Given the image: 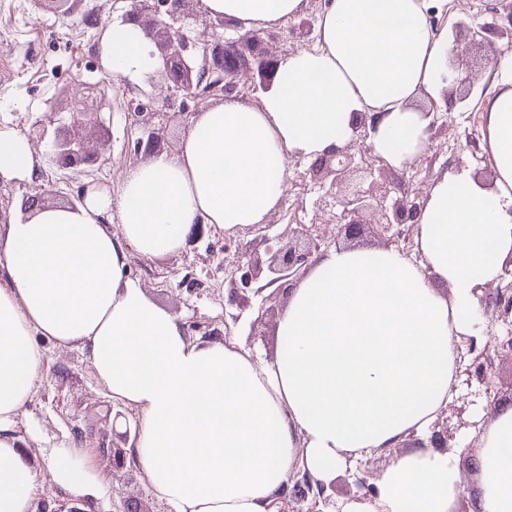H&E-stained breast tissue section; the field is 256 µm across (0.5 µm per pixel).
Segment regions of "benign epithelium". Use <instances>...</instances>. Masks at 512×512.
Segmentation results:
<instances>
[{"instance_id": "1", "label": "benign epithelium", "mask_w": 512, "mask_h": 512, "mask_svg": "<svg viewBox=\"0 0 512 512\" xmlns=\"http://www.w3.org/2000/svg\"><path fill=\"white\" fill-rule=\"evenodd\" d=\"M190 15L201 19L208 26L217 24V20L203 8L202 0H130L127 20L138 23L146 33L153 32L159 37V53L152 52L150 56L157 60L158 69L170 75L172 79V84L166 88L167 94L161 109L153 108L150 101L128 102V108L136 117L150 115V118L143 122L142 136L136 139L137 152L153 154L163 149L162 128L150 127V119L162 118L169 110L176 109L180 113H186L189 111V101L198 102L208 94L218 92L221 96L228 97L236 92L235 78L239 60L225 49L224 45L207 44L199 57L185 55L187 41L180 23ZM277 71L278 60L261 55L257 74L262 87L265 88L273 82ZM97 108V96L87 94L74 102L73 122H82L84 117L95 113ZM373 132L375 125L366 123L364 118L361 119L355 126L353 139L346 146L319 158L310 167L312 178L326 188L325 195L328 197L335 195V190L341 187L353 172L360 171L364 177L371 178L368 187L356 186L341 201L344 213L350 215L351 220L339 225V233L350 241L358 238L366 226L376 227L377 233L381 234L395 225L416 224L417 217L427 202V199L418 195L388 198L383 171H373L374 163L365 159V155L371 153V147L366 139ZM354 146L359 148L357 155L351 152ZM47 155L50 161L62 168L90 165L98 159V153L92 151L84 140L67 133L55 136L48 144ZM293 234L303 240V246L276 250L269 248L268 258L264 262L246 251L243 252L242 257L246 258L247 262L238 267L241 271L240 277H230L231 289H249L265 273L268 281L256 288V292L260 293L274 285L279 290L291 291L311 267L313 257L321 255L322 248L329 247L323 236L313 232L311 228L299 227L293 230ZM482 301L494 307V312L501 321L507 323L512 320V294L509 293V286L499 285L488 290ZM467 343V354L471 355L472 359L470 364L465 366L464 374L468 379H474L484 386L486 397L491 398L489 371L492 366L487 364L486 359L492 354L497 357L502 354L512 357V335L502 339L492 353L486 349L476 351V344L472 338L467 339ZM289 494L297 502H303L310 497L317 499L324 496L325 486L304 473L294 478Z\"/></svg>"}]
</instances>
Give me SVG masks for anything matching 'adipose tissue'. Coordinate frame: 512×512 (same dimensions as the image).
<instances>
[{
    "label": "adipose tissue",
    "instance_id": "ef3b65f1",
    "mask_svg": "<svg viewBox=\"0 0 512 512\" xmlns=\"http://www.w3.org/2000/svg\"><path fill=\"white\" fill-rule=\"evenodd\" d=\"M241 31L303 15L307 0H203ZM430 0H326L319 48L281 60L260 105L230 97L193 118L176 156L160 152L125 175L119 194L37 207L0 224V512H36L45 482L75 499L108 489L81 448H48L32 464L13 427L39 383L45 336L86 351L108 397L137 417L132 439L150 485L174 512H274L281 484L396 447L375 493L340 512H451L464 491L455 456L427 443L455 395L463 338L480 297L512 258V61L485 72L481 149L492 172H446L418 219L413 261L392 248L337 246L293 288L278 351L258 363L237 344L192 341L181 320L129 279V250L179 253L197 224L233 233L265 223L288 190L287 161L344 146L374 118L376 156L403 168L427 141L416 105L438 99L451 39ZM108 71L155 67L137 23L108 27ZM28 139L0 129V179L33 177ZM117 210L119 232L103 224ZM480 482L470 512H512V404L473 436Z\"/></svg>",
    "mask_w": 512,
    "mask_h": 512
}]
</instances>
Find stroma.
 Instances as JSON below:
<instances>
[{
    "label": "stroma",
    "instance_id": "35a3bbf8",
    "mask_svg": "<svg viewBox=\"0 0 512 512\" xmlns=\"http://www.w3.org/2000/svg\"><path fill=\"white\" fill-rule=\"evenodd\" d=\"M127 0H78L72 16L44 9L35 0H0V127H9L27 137L36 151H45L58 129L69 126L71 104L96 86L105 92L99 113L87 118L75 134L100 154L91 170L63 169L46 161L30 180L0 181V222L24 216L25 206L67 203L86 197L97 185L119 193L124 175L145 163L148 156L134 150L136 133L126 108L128 100L163 99L168 80L157 69L124 77L106 73L101 36L112 22L124 20ZM440 22L468 19L470 27L492 26L491 34L474 49L467 62L450 60V69L465 72L480 68L486 57L502 49L512 38V0H470L467 8L448 5L438 15ZM187 34L197 43L218 41L234 46L241 65L257 66L259 50L241 43L236 26L224 24L203 29L190 22ZM457 103L447 115V127L413 167L386 168L392 196L404 193L428 195L437 177L453 167H473L477 161L469 138H480L481 96L464 86L450 87ZM309 160L288 161L290 189L267 223L242 228L232 237L204 230L176 254L145 260L130 253L129 277L139 282L159 305L179 317L189 338H202L218 330L225 340L273 360L277 349V322L288 297L269 288L262 292L240 291L231 296L228 278L239 264L238 247H250L265 257V239L287 244L295 224L344 223L339 201L323 205L324 191L308 176ZM47 360L42 379L25 412L15 426L21 448L33 462H40L43 449L60 446L88 449L109 487L106 502L73 501L51 485L37 493L38 512H172L168 502L148 483L140 466L112 464V419L122 416L134 427V411L112 402L96 383L86 352L76 347L59 348L44 342ZM485 396L469 394L460 386L452 408L446 409L451 453L469 473L466 491L455 501L452 512H468L479 483L471 457L462 445L470 424L492 414ZM416 442L408 437L384 454L359 460L327 484L323 498L304 503L277 500L289 512H339L342 504L362 496V481L374 478L394 457L410 451Z\"/></svg>",
    "mask_w": 512,
    "mask_h": 512
}]
</instances>
